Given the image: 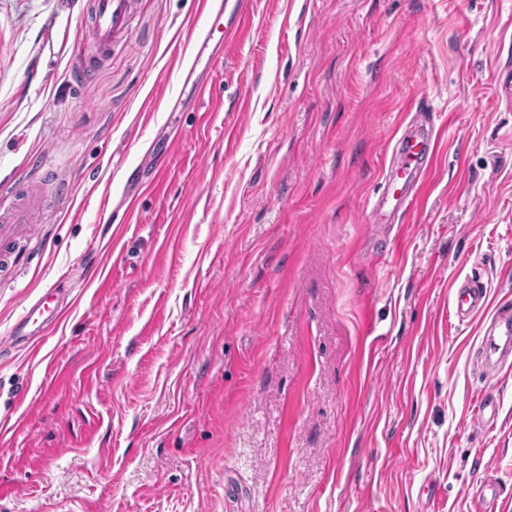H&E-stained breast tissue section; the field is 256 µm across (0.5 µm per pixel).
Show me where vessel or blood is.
<instances>
[{"instance_id":"obj_1","label":"vessel or blood","mask_w":512,"mask_h":512,"mask_svg":"<svg viewBox=\"0 0 512 512\" xmlns=\"http://www.w3.org/2000/svg\"><path fill=\"white\" fill-rule=\"evenodd\" d=\"M201 8L227 14L224 47L232 49L247 21L243 0L219 6L214 0H201ZM130 14V0H93L91 27L99 47L110 48L114 40L127 33ZM389 156L384 183L371 204L370 221L374 224L385 223L389 214L409 208L414 202L435 162L436 132L432 123L415 121L406 124L394 136ZM24 196L21 203L0 197V269H12L17 260L15 243L33 236V218L42 204L39 185H32ZM63 303L64 298L57 288L48 289L36 300L27 302L14 327L11 344L29 346L38 341L48 327L62 320ZM480 313L485 314L486 320L477 362L483 370L496 371L512 359V314L491 309L488 289L480 280L467 278L456 283L451 298V316L462 323ZM498 414V400L490 395L483 396L472 424L482 428L492 426ZM499 498L497 482L484 479L471 495L470 512H492Z\"/></svg>"}]
</instances>
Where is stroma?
Masks as SVG:
<instances>
[{
	"label": "stroma",
	"instance_id": "obj_1",
	"mask_svg": "<svg viewBox=\"0 0 512 512\" xmlns=\"http://www.w3.org/2000/svg\"><path fill=\"white\" fill-rule=\"evenodd\" d=\"M91 2L0 0V194L62 182L0 273V512H469L488 465L512 512V368L449 316L472 274L512 307V0H252L196 64L200 0L103 53ZM419 104L438 170L381 229ZM54 306L50 308V304ZM64 297L59 288H49L36 300L27 302L16 323L10 345L30 346L38 341L49 327L59 324L65 313ZM499 414V402L490 395H484L481 398L477 412L475 413L471 424L475 427H489L492 426Z\"/></svg>",
	"mask_w": 512,
	"mask_h": 512
}]
</instances>
